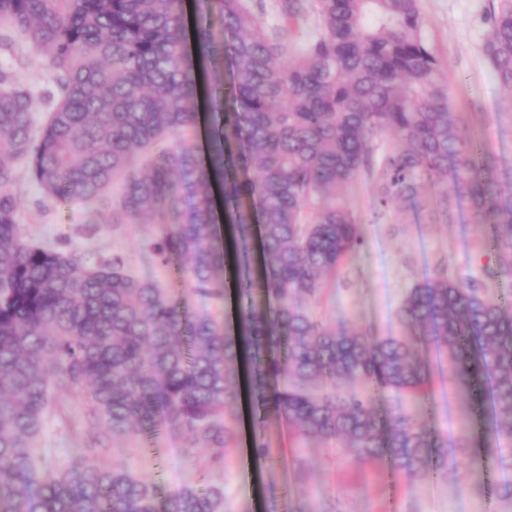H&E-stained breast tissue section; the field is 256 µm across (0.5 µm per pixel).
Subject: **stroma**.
Listing matches in <instances>:
<instances>
[{
    "instance_id": "stroma-1",
    "label": "stroma",
    "mask_w": 512,
    "mask_h": 512,
    "mask_svg": "<svg viewBox=\"0 0 512 512\" xmlns=\"http://www.w3.org/2000/svg\"><path fill=\"white\" fill-rule=\"evenodd\" d=\"M489 5L490 0H419L422 32L442 63L455 122L465 125L499 161L512 162V98L482 53ZM0 68L17 69L38 96L54 86V67L26 40L0 48ZM15 168L17 221L26 240L50 243L89 265L121 255L130 273L169 288L190 312L233 315L235 301L186 293L171 270L149 261L145 241L155 225L96 223L95 205L48 198L24 163ZM344 202L357 214L366 245L339 271L335 283L308 303L329 326L343 323L377 336L403 335L396 312L406 290L433 276L443 259L459 277L479 282L487 297H499L498 279L486 273L498 265L497 254L485 247L487 225L471 223L459 211L446 224L433 220L429 210L406 206L377 214L372 187L363 180L345 192ZM54 396L56 408L43 423L38 445L58 467L73 460L81 441L97 430L87 420L83 401L69 389L55 388ZM242 413L244 444L260 437L271 450L272 463L245 464L243 444L225 469L212 470L203 458L184 455L187 435L164 430L113 439L108 460L167 493L191 486L222 487L228 512H288L293 501L315 512H512V500L495 497L491 485L476 476L479 447L458 452L440 478H397L386 459L363 464L343 444L297 439L287 421L275 415L256 429L250 408ZM418 420L448 435L469 426V410L449 394L447 375H436L432 410Z\"/></svg>"
}]
</instances>
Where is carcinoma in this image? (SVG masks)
<instances>
[{
	"mask_svg": "<svg viewBox=\"0 0 512 512\" xmlns=\"http://www.w3.org/2000/svg\"><path fill=\"white\" fill-rule=\"evenodd\" d=\"M277 9L287 21L318 20L297 55L287 29L267 27L260 0H205L193 53L185 0H0V45L23 38L57 69L37 138L30 87L0 70V512H226L220 487L165 494L101 455L111 438L160 425L225 468L245 364L255 424L271 411L302 437L341 442L363 463L385 456L417 479L442 474L467 431L440 438L400 402L383 421L374 403L407 392L425 411L434 354L485 416L488 442L512 444V292L490 300L443 267L400 305L405 339L333 328L297 302L318 297L363 249L341 201L359 177L382 210L419 204L423 186L452 174L435 211L446 219L464 203L472 223L489 225L497 276L512 284V167L459 133L418 0H277ZM487 22L483 54L512 95V0H491ZM218 55L229 77L208 89L202 146L200 65ZM382 134L388 143L375 140ZM16 160L52 198L107 204V223L159 225L151 258L176 265L203 299L234 294L235 321L189 315L120 255L85 265L24 241ZM117 177L121 192L109 199ZM60 385L104 436L47 469L33 445ZM476 473L500 476L512 499V458L488 453Z\"/></svg>",
	"mask_w": 512,
	"mask_h": 512,
	"instance_id": "cac0c4a2",
	"label": "carcinoma"
}]
</instances>
